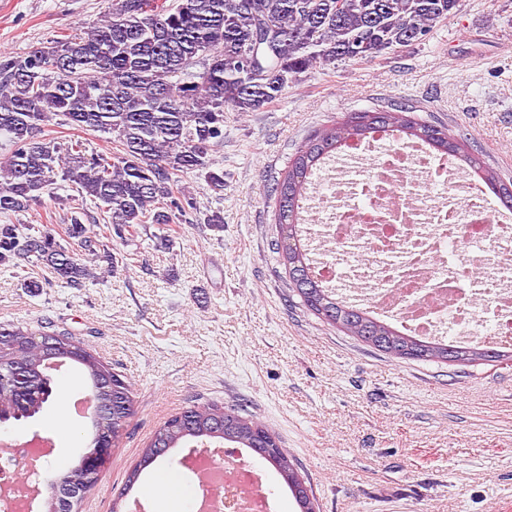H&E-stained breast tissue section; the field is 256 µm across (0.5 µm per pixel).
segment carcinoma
Instances as JSON below:
<instances>
[{
  "mask_svg": "<svg viewBox=\"0 0 512 512\" xmlns=\"http://www.w3.org/2000/svg\"><path fill=\"white\" fill-rule=\"evenodd\" d=\"M459 0H112V9L74 32L0 62V133L10 156L0 162V215L9 217L59 181L76 185L120 237L147 224L168 227L189 205L183 174L200 171L224 189L213 153L224 142V115L259 112L316 67L363 62L424 40L454 14ZM202 64L203 70L192 68ZM88 132L112 135V156H88L82 144L61 147L50 134L57 117ZM385 132L420 142L435 155L468 165L512 209V183L471 152L470 138L422 120L414 107L351 113L306 137L274 183V250L300 304L327 324L391 359L476 367L512 365V347L491 349L424 341L402 334L349 301L313 271L302 243L300 210L329 157L347 141ZM66 234L77 255L48 229L0 224V264L35 260L72 286L95 277L87 257L99 242L77 215ZM43 331L0 325V425L43 411L52 395L51 361L76 363L99 402L93 445L112 448L135 414L131 383L82 342L65 334L57 346ZM191 441L233 443L269 463L299 512H316L312 489L278 435L245 410L194 403L154 432L120 496L141 473ZM100 471L79 462L55 474L84 497Z\"/></svg>",
  "mask_w": 512,
  "mask_h": 512,
  "instance_id": "1",
  "label": "carcinoma"
}]
</instances>
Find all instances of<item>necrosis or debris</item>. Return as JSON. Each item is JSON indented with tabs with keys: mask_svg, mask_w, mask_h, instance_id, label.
I'll return each mask as SVG.
<instances>
[{
	"mask_svg": "<svg viewBox=\"0 0 512 512\" xmlns=\"http://www.w3.org/2000/svg\"><path fill=\"white\" fill-rule=\"evenodd\" d=\"M449 160L415 142L350 143L330 194L303 229L324 242L317 271L329 284L412 335L464 344L512 337V217L492 218L479 185L452 178ZM449 184L432 193L431 185ZM206 512H272L260 477L224 459Z\"/></svg>",
	"mask_w": 512,
	"mask_h": 512,
	"instance_id": "obj_1",
	"label": "necrosis or debris"
}]
</instances>
